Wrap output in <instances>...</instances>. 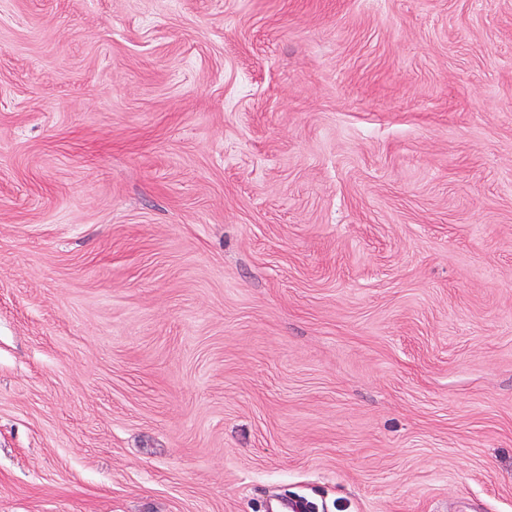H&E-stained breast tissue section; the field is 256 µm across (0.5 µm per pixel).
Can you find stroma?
Segmentation results:
<instances>
[{
	"mask_svg": "<svg viewBox=\"0 0 512 512\" xmlns=\"http://www.w3.org/2000/svg\"><path fill=\"white\" fill-rule=\"evenodd\" d=\"M512 512V0H0V512Z\"/></svg>",
	"mask_w": 512,
	"mask_h": 512,
	"instance_id": "stroma-1",
	"label": "stroma"
}]
</instances>
